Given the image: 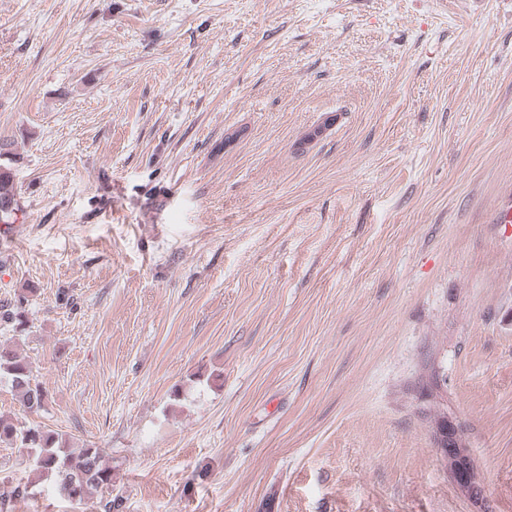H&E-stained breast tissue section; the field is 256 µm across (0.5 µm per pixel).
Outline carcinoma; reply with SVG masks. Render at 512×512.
Instances as JSON below:
<instances>
[{
	"label": "carcinoma",
	"mask_w": 512,
	"mask_h": 512,
	"mask_svg": "<svg viewBox=\"0 0 512 512\" xmlns=\"http://www.w3.org/2000/svg\"><path fill=\"white\" fill-rule=\"evenodd\" d=\"M16 210V192L11 173L0 168V222L10 223ZM6 380L20 405L28 412L42 410L46 390L36 380L32 363L16 351L0 345V380ZM0 446L27 448L32 472L38 479L56 483L59 491L77 502L94 501L96 512H116L119 504L99 492L112 486V468L102 459L101 449L83 448L74 457L58 437L39 427L0 418Z\"/></svg>",
	"instance_id": "1"
}]
</instances>
